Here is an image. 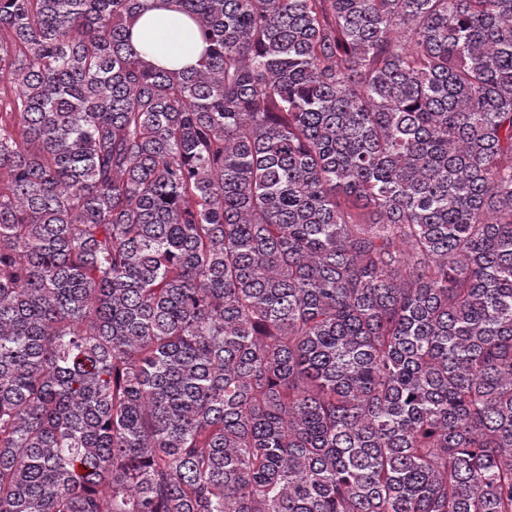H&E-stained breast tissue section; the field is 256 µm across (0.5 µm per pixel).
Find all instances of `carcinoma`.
<instances>
[{
	"label": "carcinoma",
	"mask_w": 512,
	"mask_h": 512,
	"mask_svg": "<svg viewBox=\"0 0 512 512\" xmlns=\"http://www.w3.org/2000/svg\"><path fill=\"white\" fill-rule=\"evenodd\" d=\"M0 0V512H512V0ZM145 9L130 28L131 38L144 58L158 67L189 68L206 44L197 36V25L177 11L174 3L144 0Z\"/></svg>",
	"instance_id": "obj_1"
}]
</instances>
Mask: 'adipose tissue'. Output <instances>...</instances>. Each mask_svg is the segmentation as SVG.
Wrapping results in <instances>:
<instances>
[{
    "instance_id": "ef3b65f1",
    "label": "adipose tissue",
    "mask_w": 512,
    "mask_h": 512,
    "mask_svg": "<svg viewBox=\"0 0 512 512\" xmlns=\"http://www.w3.org/2000/svg\"><path fill=\"white\" fill-rule=\"evenodd\" d=\"M144 4L131 27V38L144 58L169 69L195 65L205 49L196 23L170 0H144Z\"/></svg>"
}]
</instances>
